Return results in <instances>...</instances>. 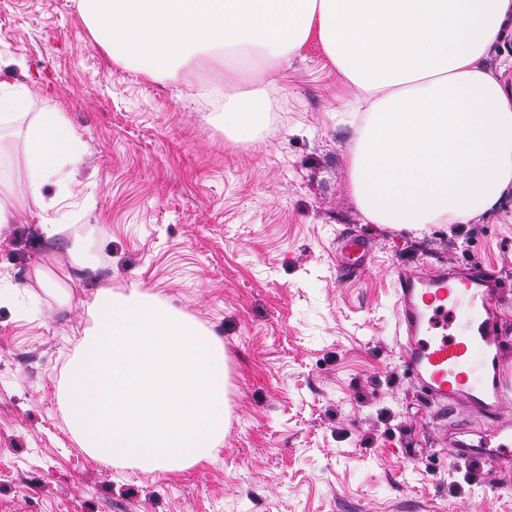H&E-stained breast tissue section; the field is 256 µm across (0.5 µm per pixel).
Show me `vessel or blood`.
Wrapping results in <instances>:
<instances>
[{"label":"vessel or blood","mask_w":512,"mask_h":512,"mask_svg":"<svg viewBox=\"0 0 512 512\" xmlns=\"http://www.w3.org/2000/svg\"><path fill=\"white\" fill-rule=\"evenodd\" d=\"M397 325L406 371L438 408L466 405L487 421L478 440L452 438L456 457L494 466L512 462V423L498 413L512 399L508 326L485 272L460 279L447 271L399 276Z\"/></svg>","instance_id":"obj_1"}]
</instances>
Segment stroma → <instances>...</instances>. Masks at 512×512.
Segmentation results:
<instances>
[{"instance_id": "obj_1", "label": "stroma", "mask_w": 512, "mask_h": 512, "mask_svg": "<svg viewBox=\"0 0 512 512\" xmlns=\"http://www.w3.org/2000/svg\"><path fill=\"white\" fill-rule=\"evenodd\" d=\"M38 79L29 119L61 110L83 162L59 198L65 246L34 224L0 230V512H512V470L457 458L479 430L440 411L405 372L399 275L448 267L497 277L512 316V195L467 224L414 237L366 222L352 194L353 89L317 37L267 63L265 113L236 135L222 106L183 108L170 87L113 60L77 0H0V84ZM366 237L340 274L342 238ZM64 281L69 309L38 287ZM156 295L224 346L227 420L212 462L145 473L97 461L65 417L64 370L99 287Z\"/></svg>"}]
</instances>
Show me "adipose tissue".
<instances>
[{"label": "adipose tissue", "instance_id": "adipose-tissue-1", "mask_svg": "<svg viewBox=\"0 0 512 512\" xmlns=\"http://www.w3.org/2000/svg\"><path fill=\"white\" fill-rule=\"evenodd\" d=\"M96 43L163 85L183 69L220 72L209 89L237 95L224 121L255 128L257 73L229 68L227 49L288 60L318 34L355 90L350 181L367 222L421 234L465 224L512 193V90L486 71L489 45L512 23V0H78ZM33 85L0 84V142L24 120ZM28 201L54 239L49 179L68 182L83 160L75 130L41 113L23 135Z\"/></svg>", "mask_w": 512, "mask_h": 512}]
</instances>
